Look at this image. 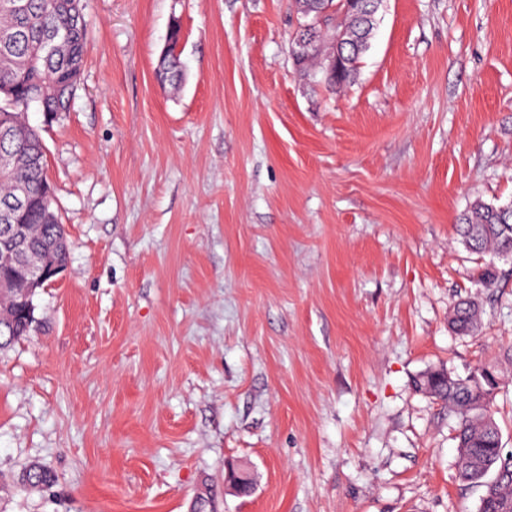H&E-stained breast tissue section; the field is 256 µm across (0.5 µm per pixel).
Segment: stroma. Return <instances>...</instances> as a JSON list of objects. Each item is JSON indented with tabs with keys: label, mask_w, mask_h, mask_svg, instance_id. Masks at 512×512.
Listing matches in <instances>:
<instances>
[{
	"label": "stroma",
	"mask_w": 512,
	"mask_h": 512,
	"mask_svg": "<svg viewBox=\"0 0 512 512\" xmlns=\"http://www.w3.org/2000/svg\"><path fill=\"white\" fill-rule=\"evenodd\" d=\"M86 20L70 112L27 114L68 263L0 352V483L35 462L58 481L0 512H190L207 486L217 512H476L458 420L411 382L512 346V259L456 234L512 202V0H384L340 92L294 68L290 0H87ZM175 23L186 77L162 87ZM479 305L474 300L462 301L450 316L453 330L462 335H475L481 326Z\"/></svg>",
	"instance_id": "obj_1"
}]
</instances>
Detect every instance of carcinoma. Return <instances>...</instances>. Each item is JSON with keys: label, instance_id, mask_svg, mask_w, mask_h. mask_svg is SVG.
<instances>
[{"label": "carcinoma", "instance_id": "cac0c4a2", "mask_svg": "<svg viewBox=\"0 0 512 512\" xmlns=\"http://www.w3.org/2000/svg\"><path fill=\"white\" fill-rule=\"evenodd\" d=\"M20 11L0 8V85L10 96L0 98V212L19 185L43 205L34 209L32 244L51 239L59 223L54 195L47 176L45 150L39 133L26 119L36 106L49 121L69 111L79 86L87 53L85 0H23ZM302 16L325 13L324 26L314 32L310 54L296 69L304 76H321L336 89L351 83L358 63L367 51L382 0H362L360 8L341 13L337 0H293ZM339 53L341 71L328 75L321 66L327 55ZM162 84L174 88L185 79L180 57L169 53L157 67ZM459 236L475 253L512 254V204L475 203L459 218ZM34 293L20 275L13 288L0 297V350L31 335L39 320L28 318ZM453 330L474 335L481 326L479 305L462 301L450 316ZM504 375L494 366H479L465 379L452 378L443 368L415 376L412 387L440 402L459 418L455 440L458 476L463 484L483 488L478 512H512V450L504 451L501 429L495 419L494 400ZM54 473L43 465H31L12 486L0 492L36 489L49 492Z\"/></svg>", "mask_w": 512, "mask_h": 512}]
</instances>
